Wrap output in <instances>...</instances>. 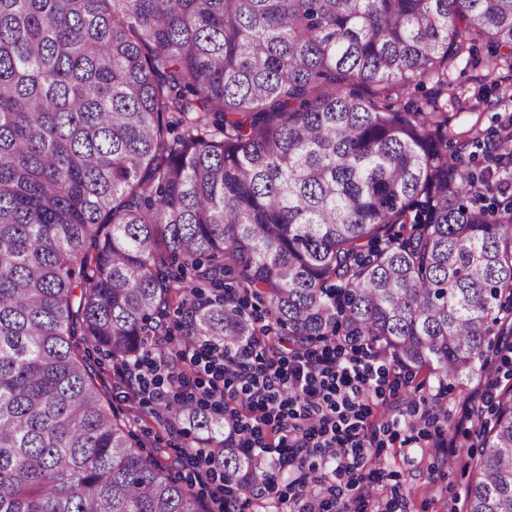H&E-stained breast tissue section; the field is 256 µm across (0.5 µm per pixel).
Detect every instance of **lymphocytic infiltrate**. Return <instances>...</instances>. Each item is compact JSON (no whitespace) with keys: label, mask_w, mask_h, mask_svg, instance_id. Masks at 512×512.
<instances>
[{"label":"lymphocytic infiltrate","mask_w":512,"mask_h":512,"mask_svg":"<svg viewBox=\"0 0 512 512\" xmlns=\"http://www.w3.org/2000/svg\"><path fill=\"white\" fill-rule=\"evenodd\" d=\"M190 374L173 371L160 354L128 363L125 378L143 398L166 400L176 382L192 403L224 410V439L253 451L265 428L279 436V458L296 478L291 512H325L327 497H340L342 482H354L374 446L370 394L386 382L392 361L362 349L290 350L284 363L265 361L256 347L225 353L218 343H185ZM237 409H228V401Z\"/></svg>","instance_id":"lymphocytic-infiltrate-1"}]
</instances>
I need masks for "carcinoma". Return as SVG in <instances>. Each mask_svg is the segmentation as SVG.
Listing matches in <instances>:
<instances>
[{
	"mask_svg": "<svg viewBox=\"0 0 512 512\" xmlns=\"http://www.w3.org/2000/svg\"><path fill=\"white\" fill-rule=\"evenodd\" d=\"M485 39L512 70V0H0V512H210L84 342L129 362L175 325L476 373L512 315V203L439 94ZM163 411L224 446V512L283 477ZM479 434L467 512H512V389Z\"/></svg>",
	"mask_w": 512,
	"mask_h": 512,
	"instance_id": "cac0c4a2",
	"label": "carcinoma"
}]
</instances>
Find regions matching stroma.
I'll return each instance as SVG.
<instances>
[{
	"label": "stroma",
	"mask_w": 512,
	"mask_h": 512,
	"mask_svg": "<svg viewBox=\"0 0 512 512\" xmlns=\"http://www.w3.org/2000/svg\"><path fill=\"white\" fill-rule=\"evenodd\" d=\"M447 100L451 126L472 131L474 165L483 168L484 148L497 143L512 122V73L495 69L490 50L479 45L449 68ZM87 357L110 408L127 422L135 442L160 451L172 475L192 480L204 501L217 496L219 484L198 481L199 467L185 453L193 445L185 425L163 421L160 404L124 384L108 351L92 346ZM511 386L512 336L500 339L497 356L482 374L446 386L426 371L395 368L386 401L374 410L373 454L381 465L364 471L366 485L399 512H465L471 463L478 456L476 432L491 418L490 402Z\"/></svg>",
	"instance_id": "stroma-1"
}]
</instances>
